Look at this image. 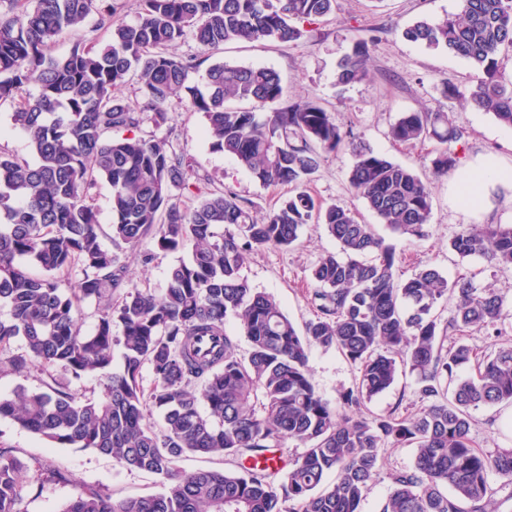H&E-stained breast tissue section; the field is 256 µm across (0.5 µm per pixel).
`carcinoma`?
Listing matches in <instances>:
<instances>
[{
    "label": "carcinoma",
    "mask_w": 512,
    "mask_h": 512,
    "mask_svg": "<svg viewBox=\"0 0 512 512\" xmlns=\"http://www.w3.org/2000/svg\"><path fill=\"white\" fill-rule=\"evenodd\" d=\"M8 2L10 11L0 12V100L13 103L12 125L26 135L32 159L0 150V306L9 310L0 319V367L61 364L76 379L102 375L104 391L82 400L46 381L38 390L20 387L0 398V420L109 455L160 483L156 494L121 499L85 487L62 512H359L387 445L411 446L416 455L412 468L391 474L380 512H487L489 473L512 486V449L476 446L470 411L512 404V348L482 354L447 339L502 319L501 296L429 265L399 278L395 251L371 225L309 191L325 156L349 147L354 192L392 232L422 239L432 181L459 164L449 144L464 131L448 113L404 112L390 128L396 142L441 144L430 175L421 176L355 142L319 103L279 105L283 89L271 68L215 63L203 85L186 84L201 65L195 54L173 52L187 39L203 51L295 41L305 33L299 23L336 14L338 0H139L132 24L114 20L112 0ZM93 10L109 43L97 49L78 40L68 55H50L57 37L77 31ZM405 37L481 71L469 86L443 80L442 95L512 127V88L500 80L498 59L512 49V0H460L458 13L420 21ZM374 40H356L338 83L363 79ZM131 79L136 106L118 95ZM181 91L186 107L203 114L212 149L264 187L291 188L261 219L231 192L182 208L179 197L200 190L194 162L166 137L112 136L139 129L146 112L156 126L168 123L167 103ZM233 101L253 107L232 108ZM101 181L111 188L108 233L90 196ZM308 224L324 225L340 254L314 266L307 291L314 319L300 331L275 299L250 287L243 268L260 247L296 245ZM148 237L161 251L191 247L159 295L125 289L122 248ZM448 247L462 259L512 267V224L464 229ZM76 269L82 277L74 282ZM448 298L455 310L443 322L434 309ZM93 299L101 316L83 334L78 313ZM230 316L250 343L245 355L225 330ZM17 337L25 353L3 356ZM116 345L122 365L114 372ZM313 346L334 347L359 369L335 407L309 373ZM146 365L154 378L148 391ZM400 369L414 375L421 407L368 417L365 404ZM154 411L159 428L149 421ZM288 441L304 452L284 462L276 451ZM188 455L231 456L239 470L177 469ZM19 468L0 452V512H21Z\"/></svg>",
    "instance_id": "obj_1"
}]
</instances>
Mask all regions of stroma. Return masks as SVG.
Masks as SVG:
<instances>
[{
    "instance_id": "obj_1",
    "label": "stroma",
    "mask_w": 512,
    "mask_h": 512,
    "mask_svg": "<svg viewBox=\"0 0 512 512\" xmlns=\"http://www.w3.org/2000/svg\"><path fill=\"white\" fill-rule=\"evenodd\" d=\"M339 5L335 15L311 24L303 39L229 45L207 55L205 62L273 68L281 78L283 101H317L339 124L352 129L362 145L423 175L429 171L437 143L400 145L389 138V129L404 112L426 108L449 113L464 130L462 141L454 146L460 164L458 171L432 185L431 218L424 239L409 242L379 223L348 183V172L354 163L350 149L339 150L325 159L310 190L323 204L357 211L365 223L374 225L400 257V278H409L428 264L451 279L462 273L474 275L481 287L493 289L504 301V318L495 325L471 329L464 340L485 354L512 345V270L495 268L481 258H460L448 248L449 240L461 229L480 224H512L510 182L489 185L483 205L477 210L462 209L454 200L461 172L477 168L490 158L512 166V129L500 124L492 114L442 96L444 78L463 85L479 78V71L467 60L409 42L402 35L406 27L417 21L437 22L456 13L457 0H339ZM372 28L379 29L380 35L370 50L366 77L350 85H338V62ZM167 109L168 125L155 126L147 117L138 133L146 138L171 136L174 146L196 161L204 192L235 193L251 203L253 213L259 216L286 195V188L261 186L231 157L211 150L202 114L187 110L181 95L171 97ZM338 250L336 240L324 226L311 224L291 248L265 247L255 251L243 273L252 288L273 296L301 328L314 317L305 294L312 269L323 254ZM187 255L184 249L158 251L148 238L125 246L123 257L128 266L129 286L162 292L167 286L169 268ZM309 367L318 393L333 405L338 404L344 391L354 386L358 375L355 365L338 351L317 346L309 351ZM414 383L410 373H398L394 384L369 402L370 413L404 414L417 410ZM471 435L479 448L486 451L512 448V405L474 410ZM0 448L25 464L19 476L21 512H63L82 487L97 488L116 498L154 494L160 489L154 474L126 469L112 457L90 449L52 446L8 420H0ZM414 460V448H383L380 472L360 505L361 512H379L392 486L390 473L412 467ZM41 463L65 472L67 481L41 480L37 471Z\"/></svg>"
}]
</instances>
